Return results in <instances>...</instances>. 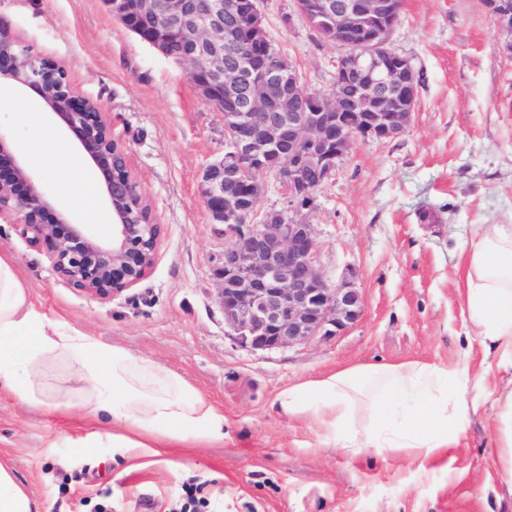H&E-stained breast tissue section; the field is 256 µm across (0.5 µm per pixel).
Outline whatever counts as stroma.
<instances>
[{
  "instance_id": "1",
  "label": "stroma",
  "mask_w": 512,
  "mask_h": 512,
  "mask_svg": "<svg viewBox=\"0 0 512 512\" xmlns=\"http://www.w3.org/2000/svg\"><path fill=\"white\" fill-rule=\"evenodd\" d=\"M267 32L307 90L330 87L341 47L323 40L294 0H264ZM0 23L38 55L62 64L98 102L128 150L138 188L164 226L149 274L109 302L61 280L44 251L0 224L29 301L108 347L183 378L224 415V438L203 448H116L101 423L20 404L0 393V463L40 512H178L194 484L202 512H512L492 401L512 368L468 335L462 258L477 224L512 223V58L483 0H403L390 46L421 76L409 128L356 139L316 194L306 219L317 268L350 281L358 322L294 347L250 351L218 304L226 241L200 191L205 165L224 151V116L187 69L128 32L103 0H0ZM0 135L28 146L55 211L84 221L74 198L107 211L105 194L65 168L46 144L0 111ZM419 361L467 389L468 419L447 458H350L318 446L311 418H289L278 393L363 364Z\"/></svg>"
}]
</instances>
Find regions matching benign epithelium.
<instances>
[{
    "mask_svg": "<svg viewBox=\"0 0 512 512\" xmlns=\"http://www.w3.org/2000/svg\"><path fill=\"white\" fill-rule=\"evenodd\" d=\"M506 35L500 51L512 57V0H483ZM321 37L342 47L328 92L307 91L297 69L272 50L261 0H106L128 16L142 41L201 77L203 99L224 113V154L201 172L210 223L224 225L218 303L224 322L251 351L289 348L340 331L363 314L358 289L333 285L315 268L319 242L303 211L336 170L356 138L393 139L410 126L420 78L388 37L402 0H296ZM0 78L33 90L41 107L73 132L85 157L102 173L112 237L94 236L69 215L53 214L41 183L0 135V223L14 225L33 248L47 252L55 273L92 299L107 302L146 277L157 258L162 224L156 211L133 215L136 181L107 114L80 95L56 61L30 53L7 29L0 38ZM281 184L287 208L253 210L244 223L241 196L254 199L263 177Z\"/></svg>",
    "mask_w": 512,
    "mask_h": 512,
    "instance_id": "1",
    "label": "benign epithelium"
}]
</instances>
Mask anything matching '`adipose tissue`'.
Masks as SVG:
<instances>
[{
	"mask_svg": "<svg viewBox=\"0 0 512 512\" xmlns=\"http://www.w3.org/2000/svg\"><path fill=\"white\" fill-rule=\"evenodd\" d=\"M468 330L512 364V223L479 224L465 259ZM57 360L70 366V395L45 402L41 379ZM60 414L105 415L116 448L204 445L224 436V415L152 360L110 348L29 303L13 260L0 254V392ZM465 388L447 370L409 362L347 368L282 390L289 417L313 416L321 442L358 457L416 453L432 460L457 447L465 431ZM499 461L512 481V387L494 399Z\"/></svg>",
	"mask_w": 512,
	"mask_h": 512,
	"instance_id": "ef3b65f1",
	"label": "adipose tissue"
}]
</instances>
